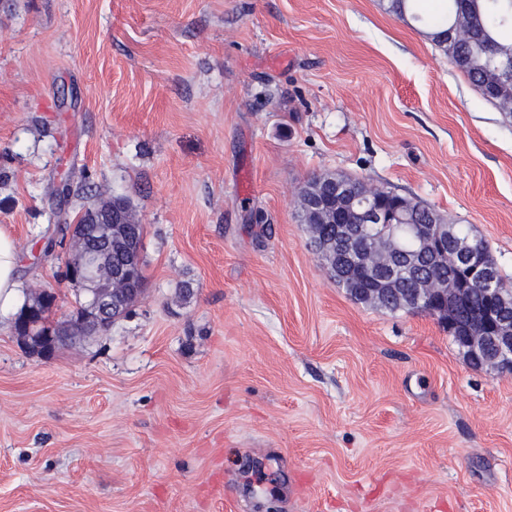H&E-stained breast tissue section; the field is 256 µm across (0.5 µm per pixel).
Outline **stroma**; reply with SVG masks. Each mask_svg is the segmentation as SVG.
<instances>
[{
  "label": "stroma",
  "instance_id": "1",
  "mask_svg": "<svg viewBox=\"0 0 512 512\" xmlns=\"http://www.w3.org/2000/svg\"><path fill=\"white\" fill-rule=\"evenodd\" d=\"M386 0H0V225L74 299L71 214L126 198L144 295L45 360L0 314V512H512V373L354 300L299 191L362 177L512 284V118ZM191 288L183 296V288Z\"/></svg>",
  "mask_w": 512,
  "mask_h": 512
}]
</instances>
